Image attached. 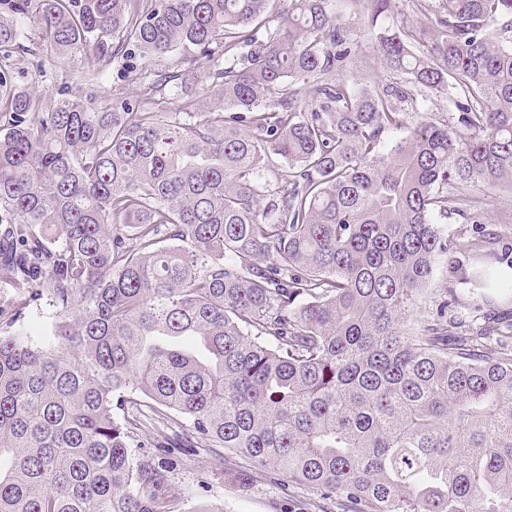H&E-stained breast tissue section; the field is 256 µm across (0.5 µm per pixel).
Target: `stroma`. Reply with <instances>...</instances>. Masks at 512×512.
Instances as JSON below:
<instances>
[{
  "mask_svg": "<svg viewBox=\"0 0 512 512\" xmlns=\"http://www.w3.org/2000/svg\"><path fill=\"white\" fill-rule=\"evenodd\" d=\"M331 10L344 27L347 44L353 53L339 76L354 86H362L369 76L393 79L373 50L375 29L393 26L410 10L409 0H390L386 12L374 15L370 0H331ZM35 66L27 73L14 74V81L35 93H52L72 65L68 60L38 50ZM137 72L179 71L188 73L196 99L213 97L209 68L203 63L184 60L172 54L162 60L138 56L133 60ZM448 289V259L439 257L430 282L415 297L411 319H424L436 312ZM27 286L0 279V336L18 335L38 343L52 339L56 313L46 299H38L26 314H17L15 305L30 296ZM131 451L136 460L149 461L163 467L168 488L177 500V512H193L194 508L222 507L224 512H321L316 491L292 481L288 476L272 475L251 466L248 459L234 452L215 457L201 448L184 455L175 448L156 447L152 435H138Z\"/></svg>",
  "mask_w": 512,
  "mask_h": 512,
  "instance_id": "35a3bbf8",
  "label": "stroma"
}]
</instances>
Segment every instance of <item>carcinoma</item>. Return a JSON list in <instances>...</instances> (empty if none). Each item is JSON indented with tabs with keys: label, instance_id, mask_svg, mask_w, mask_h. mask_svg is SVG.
<instances>
[{
	"label": "carcinoma",
	"instance_id": "carcinoma-1",
	"mask_svg": "<svg viewBox=\"0 0 512 512\" xmlns=\"http://www.w3.org/2000/svg\"><path fill=\"white\" fill-rule=\"evenodd\" d=\"M270 2L0 0V277L59 317L48 347L0 336V512H174L165 469L132 457L145 432L347 512H512V240L488 214L512 188V0H411L422 27L374 34L405 80L359 90L335 77L350 50L330 0H289L273 28ZM28 22L85 82L179 52L218 92L196 112L181 74H156L184 105L153 112L20 89ZM417 90L457 116L383 152ZM441 253L502 296L497 346L449 337L446 300L405 328Z\"/></svg>",
	"mask_w": 512,
	"mask_h": 512
}]
</instances>
